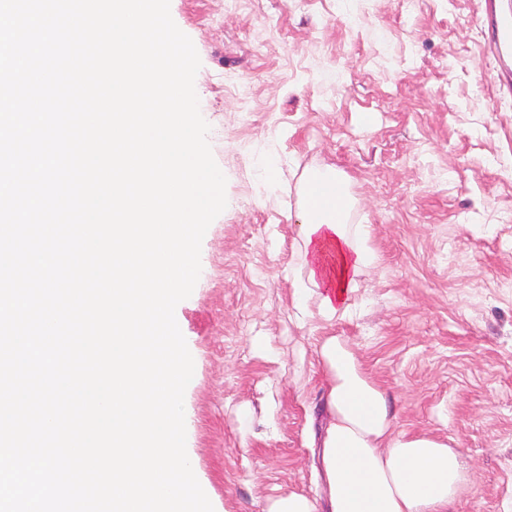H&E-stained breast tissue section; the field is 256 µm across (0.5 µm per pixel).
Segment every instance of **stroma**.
<instances>
[{
    "instance_id": "35a3bbf8",
    "label": "stroma",
    "mask_w": 512,
    "mask_h": 512,
    "mask_svg": "<svg viewBox=\"0 0 512 512\" xmlns=\"http://www.w3.org/2000/svg\"><path fill=\"white\" fill-rule=\"evenodd\" d=\"M481 0H170L201 67L226 209L175 309L194 360L186 449L214 512L320 497L324 375L346 341L396 429L466 451L457 512L512 502V95ZM333 171L373 263L348 313L299 326L303 185Z\"/></svg>"
}]
</instances>
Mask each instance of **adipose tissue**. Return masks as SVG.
<instances>
[{"label":"adipose tissue","instance_id":"adipose-tissue-1","mask_svg":"<svg viewBox=\"0 0 512 512\" xmlns=\"http://www.w3.org/2000/svg\"><path fill=\"white\" fill-rule=\"evenodd\" d=\"M317 210L302 208L298 237L308 286L296 287V305L316 288L318 314L348 311L357 277L373 255L345 222L346 201L335 182L321 184ZM324 374L321 479L324 504L300 494L274 499L269 512H455L465 480L463 453L440 436L395 432L386 392L362 369L355 352L335 336L320 340Z\"/></svg>","mask_w":512,"mask_h":512}]
</instances>
